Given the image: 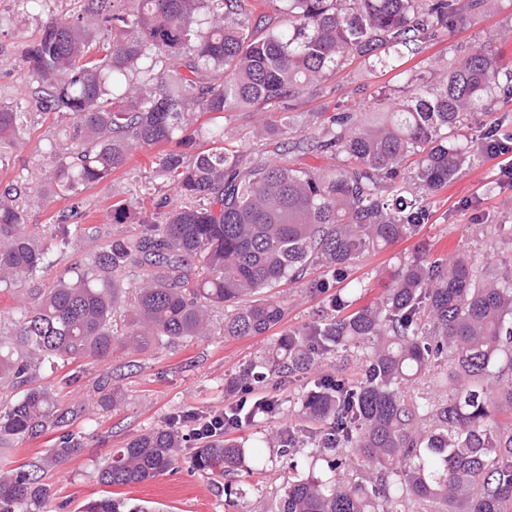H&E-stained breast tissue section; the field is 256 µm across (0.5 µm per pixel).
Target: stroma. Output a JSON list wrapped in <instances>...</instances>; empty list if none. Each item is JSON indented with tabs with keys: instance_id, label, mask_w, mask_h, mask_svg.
Masks as SVG:
<instances>
[{
	"instance_id": "35a3bbf8",
	"label": "stroma",
	"mask_w": 512,
	"mask_h": 512,
	"mask_svg": "<svg viewBox=\"0 0 512 512\" xmlns=\"http://www.w3.org/2000/svg\"><path fill=\"white\" fill-rule=\"evenodd\" d=\"M73 12L74 0H51L47 9L40 12L31 10L25 0H0L1 104L26 98L34 86L21 63L23 45L50 15ZM478 47L491 50L501 64L512 65V0H495L487 12L453 25L450 36L426 42L418 54L403 58L396 70L376 76L341 72L333 90L296 100L293 112L298 115L372 110L381 92L402 85L408 75H423L433 66L446 64L454 49L469 51ZM271 118L268 112L232 116L195 113L187 131L191 143L173 141L163 148L133 147L122 170L71 200L48 192L54 155L66 147L70 122L53 115L37 116L25 144L14 150L8 166H0V187L22 176L31 186L46 191L41 205L29 210L28 221L43 225L49 232L58 215L72 202H79L82 230L70 237L64 249L53 253V265L39 282L0 288V336L12 331L21 310L33 307L37 288L51 287L66 268L85 262L90 253L112 238L135 233V225L113 223V204L142 192L146 195L147 212H155L161 201L171 208L181 205L180 196L168 184L154 179L162 150L196 154L208 147L207 141L198 137V130L229 126L237 131L234 146L241 159L247 161L262 154L273 160L277 157L274 145L253 134L256 127ZM500 163V158L486 157L470 165L429 199L431 219L416 236L361 261L352 277L354 295L360 304L367 305L381 297L399 260L420 251L439 257L461 250L469 253L482 269L512 278V210L505 207L507 201H512V185L497 181ZM272 295L287 308L283 322L287 329L307 323L320 307L319 298L306 293L297 283L284 284ZM274 339L271 333L227 339L218 332L208 338L177 340L167 347L140 353L117 343L102 361L84 358L42 365L32 382L53 393L59 409L68 412L69 421L39 437L17 439L0 447V474L32 464H48L50 497L41 505L29 506L28 512H83L89 501L103 497L105 490L98 475L110 463L115 449L146 430L178 419L189 439L177 468L148 482L113 488V496L157 508L158 512H276L289 464H296L302 475L323 473V463L311 449H299L293 459L287 460L281 458L278 449L269 448L263 471L242 470L229 477L203 475L189 466L191 450L198 442L190 437L194 421L184 419L188 413L204 419L235 404L238 395L227 388V378L248 367ZM335 372L336 362L329 359L291 383H270L264 393L281 400L282 411L256 419L248 429L249 435L262 436L284 427L312 429V422L300 412V399L312 388L314 380ZM104 380L119 386L124 395L120 406L112 409L101 405L100 383ZM66 433L80 439L83 448L63 463L52 464L58 439ZM228 484L238 491L232 502L224 493Z\"/></svg>"
}]
</instances>
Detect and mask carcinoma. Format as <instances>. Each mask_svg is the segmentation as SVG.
Listing matches in <instances>:
<instances>
[{
  "instance_id": "carcinoma-1",
  "label": "carcinoma",
  "mask_w": 512,
  "mask_h": 512,
  "mask_svg": "<svg viewBox=\"0 0 512 512\" xmlns=\"http://www.w3.org/2000/svg\"><path fill=\"white\" fill-rule=\"evenodd\" d=\"M80 12L50 17L22 52L41 113L72 119L67 156L52 169L57 196H76L123 168L134 145L182 138L189 110L277 115L265 135L280 152L247 171L225 147L228 131H206L211 147L188 158L160 155L157 176L184 199L146 216L139 198L112 208V223L139 224L115 237L87 267L61 274L33 310L14 324L18 349L0 350V378L29 381L31 356L54 363L112 354L116 318L143 351L170 340L213 335L210 313L224 309V337L261 336L287 309L260 293L305 278L328 294V310L278 337L228 386L248 397L224 410V434L205 440L190 467L230 476L244 467V438L234 437L279 404L258 389L294 379L321 360L353 359L320 377L302 403L315 433L281 429L263 449L286 456L311 440L328 473L288 474L277 512H512V280L474 268L468 255L403 259L386 293L357 309L329 290L366 254L418 233L425 200L473 161L493 152L512 100V67L480 47L448 61L438 79L409 78L377 110L318 113L313 131L296 136L297 99L326 89L337 71L359 62L389 71L419 43L443 36L448 19L466 21L488 0H279L256 13L253 0H78ZM32 113L0 105V144L26 138ZM485 126L479 139L469 136ZM336 154L323 173L300 166L307 152ZM31 187L14 180L0 190V284L35 280L51 267L50 247L28 223ZM73 204L55 225L68 244ZM135 271L129 286L123 274ZM447 391L407 398L406 388L433 368ZM62 421L50 391L31 387L0 410V440L33 438ZM183 436L159 427L131 440L98 475L128 486L174 469ZM65 437L54 461L79 453ZM38 464L0 475V512L48 498ZM88 512H149L105 496Z\"/></svg>"
}]
</instances>
